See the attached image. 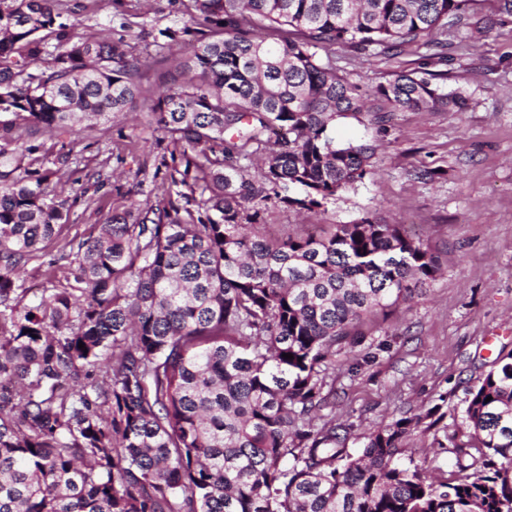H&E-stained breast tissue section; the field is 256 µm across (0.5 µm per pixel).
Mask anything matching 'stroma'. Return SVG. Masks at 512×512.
<instances>
[{"instance_id": "1", "label": "stroma", "mask_w": 512, "mask_h": 512, "mask_svg": "<svg viewBox=\"0 0 512 512\" xmlns=\"http://www.w3.org/2000/svg\"><path fill=\"white\" fill-rule=\"evenodd\" d=\"M84 2L86 11L72 17L77 33L111 37V18L119 13L126 22L125 41L138 49L141 18L158 29L187 21L170 0ZM499 6L500 0H481L477 12L483 24L448 33L439 86L469 98L462 112H401L373 94V87L397 74L427 70L426 48L411 47L388 58L334 47L329 59L338 75L364 90L365 108L337 118L332 135L339 144L374 145L375 166L355 189L320 209L272 203L263 214V223L284 239L305 235L314 224H352L366 217L411 224L440 258L442 271L432 284L417 289L387 320L365 322L362 343L336 353L316 420L349 425L353 455L361 449L362 435L442 398L449 430L466 435L469 388L499 352L512 351V15ZM171 66L166 59L151 61L140 74L143 95L135 110L118 119L63 133L14 131L15 164L51 171V183L62 188L71 206L69 224L46 247L58 265H28L20 306L31 305L53 279L68 273L60 254L73 237H87L95 224L132 202L156 203L161 132L148 111ZM68 150L76 164L53 169L56 156ZM419 170L432 171V178L415 179ZM400 460L436 474L453 469L451 453L418 436L406 440Z\"/></svg>"}]
</instances>
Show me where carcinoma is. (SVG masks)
Wrapping results in <instances>:
<instances>
[{"label":"carcinoma","instance_id":"obj_1","mask_svg":"<svg viewBox=\"0 0 512 512\" xmlns=\"http://www.w3.org/2000/svg\"><path fill=\"white\" fill-rule=\"evenodd\" d=\"M179 2L190 23L140 30L186 49L151 112L181 148L157 141L163 197L95 225L66 283L21 310L18 275L71 207L48 174L6 168L8 135L134 108L148 56L77 34L60 0H0V512H512V352L470 389L465 442L440 404L356 456L349 427L311 416L336 346L436 279L430 246L368 218L282 241L260 223L272 201L319 208L373 167L374 146L331 136L364 92L319 52L417 44L442 61L439 36L479 0ZM441 77L375 91L399 111L466 108ZM415 433L451 448L449 476L398 463Z\"/></svg>","mask_w":512,"mask_h":512}]
</instances>
